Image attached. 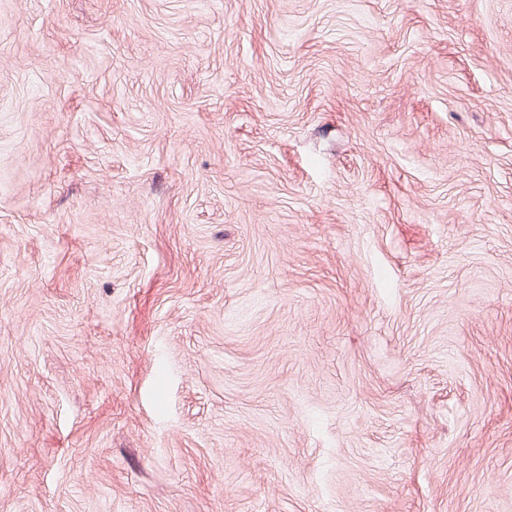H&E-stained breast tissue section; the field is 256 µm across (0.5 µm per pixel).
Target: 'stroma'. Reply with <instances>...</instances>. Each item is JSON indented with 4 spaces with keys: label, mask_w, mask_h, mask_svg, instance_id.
<instances>
[{
    "label": "stroma",
    "mask_w": 512,
    "mask_h": 512,
    "mask_svg": "<svg viewBox=\"0 0 512 512\" xmlns=\"http://www.w3.org/2000/svg\"><path fill=\"white\" fill-rule=\"evenodd\" d=\"M0 512H512V0H0Z\"/></svg>",
    "instance_id": "stroma-1"
}]
</instances>
